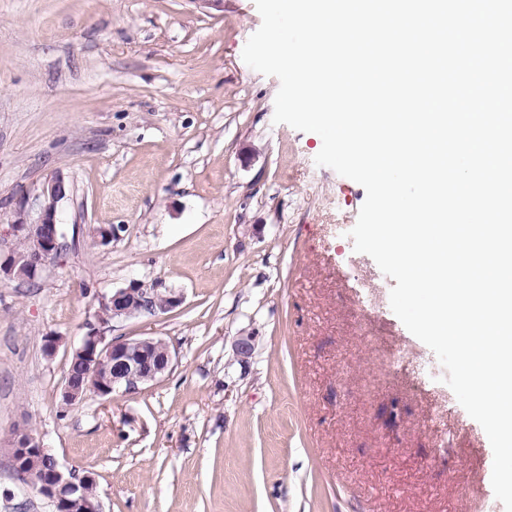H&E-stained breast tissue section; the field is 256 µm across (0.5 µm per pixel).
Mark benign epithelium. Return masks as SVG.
<instances>
[{
  "label": "benign epithelium",
  "mask_w": 512,
  "mask_h": 512,
  "mask_svg": "<svg viewBox=\"0 0 512 512\" xmlns=\"http://www.w3.org/2000/svg\"><path fill=\"white\" fill-rule=\"evenodd\" d=\"M69 191L63 177L53 176L41 185L32 202H22L13 219L0 225V281H32L61 258L65 243L57 212ZM119 230L116 225L96 226L89 233L99 244L107 245ZM20 239L29 243L24 254L16 252L15 245ZM149 301L150 312H166L181 305L183 297L175 292L162 295L153 285L133 282L101 299L96 322L87 324V332L72 351L81 355L89 383L81 388L67 380L62 394L75 403L84 400L88 390L107 397L122 387L131 390L140 383L154 381L171 368V352L159 357L152 353L147 340L108 341L99 330L101 324L133 316L137 308ZM7 447L19 474L53 503L55 512H103L100 500L90 501L77 495V489L94 481V476H80L64 467L32 431L14 430Z\"/></svg>",
  "instance_id": "7a95c632"
}]
</instances>
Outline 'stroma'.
<instances>
[{"mask_svg": "<svg viewBox=\"0 0 512 512\" xmlns=\"http://www.w3.org/2000/svg\"><path fill=\"white\" fill-rule=\"evenodd\" d=\"M261 22L254 0H0V216L70 185L62 258L0 282V442L29 427L103 512H504L485 431L354 250L364 188L242 59ZM134 281L183 302L106 336L162 338L172 369L62 407L72 346ZM0 512H54L1 445Z\"/></svg>", "mask_w": 512, "mask_h": 512, "instance_id": "1", "label": "stroma"}]
</instances>
